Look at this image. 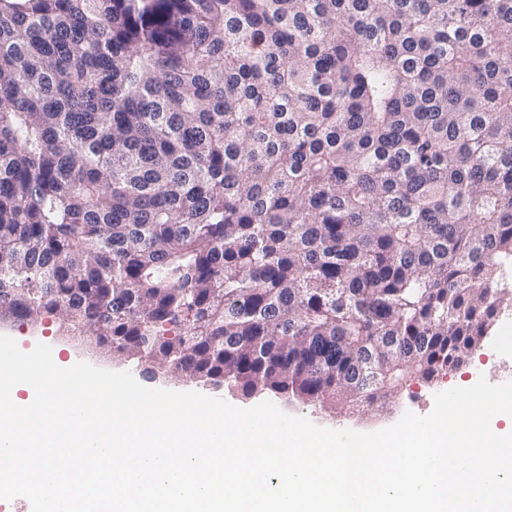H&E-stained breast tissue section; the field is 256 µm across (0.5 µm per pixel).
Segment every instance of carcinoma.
Returning <instances> with one entry per match:
<instances>
[{
    "label": "carcinoma",
    "instance_id": "1",
    "mask_svg": "<svg viewBox=\"0 0 512 512\" xmlns=\"http://www.w3.org/2000/svg\"><path fill=\"white\" fill-rule=\"evenodd\" d=\"M512 309V0H0V318L324 410Z\"/></svg>",
    "mask_w": 512,
    "mask_h": 512
}]
</instances>
